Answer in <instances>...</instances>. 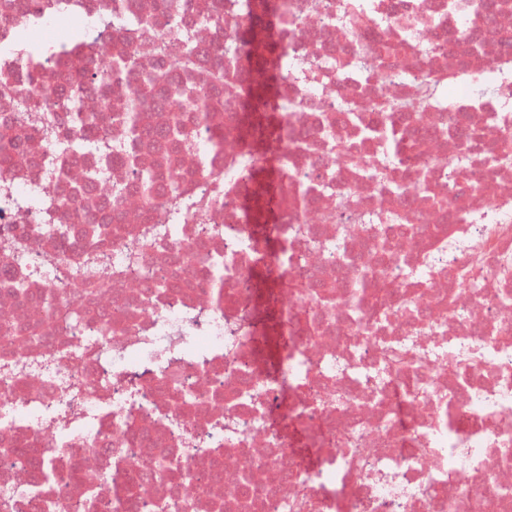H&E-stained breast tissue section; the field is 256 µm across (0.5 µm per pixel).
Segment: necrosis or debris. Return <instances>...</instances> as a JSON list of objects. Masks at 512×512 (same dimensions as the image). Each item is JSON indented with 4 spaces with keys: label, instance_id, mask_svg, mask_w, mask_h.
I'll return each mask as SVG.
<instances>
[{
    "label": "necrosis or debris",
    "instance_id": "obj_1",
    "mask_svg": "<svg viewBox=\"0 0 512 512\" xmlns=\"http://www.w3.org/2000/svg\"><path fill=\"white\" fill-rule=\"evenodd\" d=\"M0 6V133L23 152L0 184V503L7 512H512V17L486 23L453 0H289L294 23L249 13L250 0H175L177 19L155 22L161 0H10ZM224 20L215 22V4ZM482 27L458 70L437 43ZM263 23L286 69L274 76L272 143L236 129L244 91L226 90L207 125L224 137L206 155L140 142L121 159L120 121L141 74L179 71L182 33L199 74L242 38L239 66L255 58L244 37ZM86 29L72 52L31 68L12 54L18 36L41 41ZM390 68L378 67L386 44ZM136 74L112 77L115 58ZM439 81L416 114L419 146L382 159L378 132L393 116L379 95L409 98ZM110 85V107L89 91ZM69 80L98 116L101 167L67 97L40 88ZM456 96H449V88ZM465 126V158L449 129ZM506 150L491 157L489 143ZM63 160L67 175L51 174ZM179 171L205 210L144 203L142 170ZM264 171L282 190L273 212L280 252L247 224L244 185ZM451 199L452 218L437 201ZM118 209L119 224L89 263L80 230ZM284 290L275 342L257 343L256 271ZM181 278V287L158 281ZM52 292L57 316L19 305L12 290ZM318 282L317 295L291 289ZM82 322L72 325L71 313ZM58 474L46 487L20 463ZM188 480L154 478L158 457Z\"/></svg>",
    "mask_w": 512,
    "mask_h": 512
}]
</instances>
